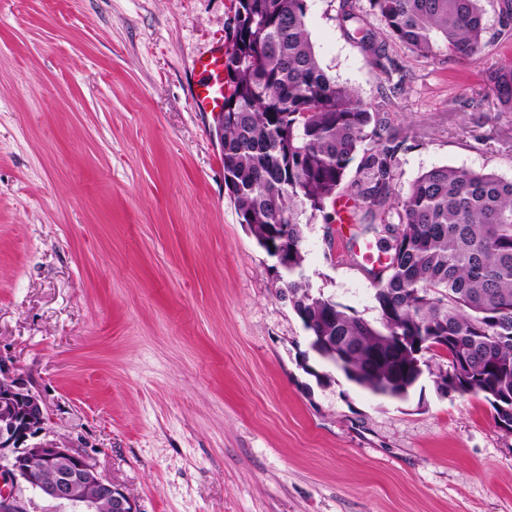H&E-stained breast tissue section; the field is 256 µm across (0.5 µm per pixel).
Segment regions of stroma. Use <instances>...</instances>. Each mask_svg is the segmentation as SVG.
I'll list each match as a JSON object with an SVG mask.
<instances>
[{"mask_svg": "<svg viewBox=\"0 0 512 512\" xmlns=\"http://www.w3.org/2000/svg\"><path fill=\"white\" fill-rule=\"evenodd\" d=\"M232 0H0V354L141 512H512V434L430 378L384 400L300 366L307 333L224 186L195 59L226 46ZM479 62L386 52L398 188L434 166L512 179V112L485 63L512 60L482 0ZM338 0H311L323 68L380 102ZM353 226L311 219L303 274L364 319L375 284Z\"/></svg>", "mask_w": 512, "mask_h": 512, "instance_id": "35a3bbf8", "label": "stroma"}]
</instances>
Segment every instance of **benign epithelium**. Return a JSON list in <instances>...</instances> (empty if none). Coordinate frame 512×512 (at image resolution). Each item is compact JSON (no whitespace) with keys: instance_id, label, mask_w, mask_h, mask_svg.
I'll return each mask as SVG.
<instances>
[{"instance_id":"7a95c632","label":"benign epithelium","mask_w":512,"mask_h":512,"mask_svg":"<svg viewBox=\"0 0 512 512\" xmlns=\"http://www.w3.org/2000/svg\"><path fill=\"white\" fill-rule=\"evenodd\" d=\"M48 421L43 395L0 354V512H26L13 493L22 481L44 498L80 504L84 512H140L136 498L104 479L80 443L49 438ZM36 462L51 476H40Z\"/></svg>"}]
</instances>
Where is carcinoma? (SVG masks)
Instances as JSON below:
<instances>
[{
    "label": "carcinoma",
    "mask_w": 512,
    "mask_h": 512,
    "mask_svg": "<svg viewBox=\"0 0 512 512\" xmlns=\"http://www.w3.org/2000/svg\"><path fill=\"white\" fill-rule=\"evenodd\" d=\"M310 0H234L237 26L224 52V186L256 243L288 259V294L315 357L357 388L404 400L421 379L444 395L481 396L512 433V180L437 166L394 197L409 149L388 119L321 66L307 25ZM376 16L381 32L367 26ZM337 18L390 80L388 42L420 58L458 61L484 48L481 0H339ZM499 112H512V61L483 69ZM360 158L354 177L349 167ZM346 196L351 225L384 243L388 262L367 269L377 317L365 320L310 291L302 218ZM434 339L431 357L417 342ZM445 356L448 368L432 365Z\"/></svg>",
    "instance_id": "1"
}]
</instances>
